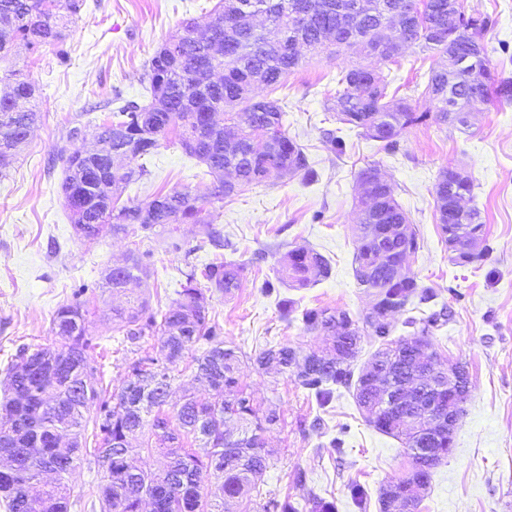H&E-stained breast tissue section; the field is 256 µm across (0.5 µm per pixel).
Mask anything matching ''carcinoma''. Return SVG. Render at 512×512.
I'll list each match as a JSON object with an SVG mask.
<instances>
[{
	"label": "carcinoma",
	"mask_w": 512,
	"mask_h": 512,
	"mask_svg": "<svg viewBox=\"0 0 512 512\" xmlns=\"http://www.w3.org/2000/svg\"><path fill=\"white\" fill-rule=\"evenodd\" d=\"M245 14L224 11L217 3L201 36L195 23L187 21L184 33L162 45L149 59L141 77L151 101L126 100L99 125L96 148L83 141L82 128L68 130L67 139L80 145L60 152L66 176L62 191L79 190L82 201L65 203L75 224L84 225L83 238L95 241L107 233L126 235L138 229L168 228V247L178 250L173 224H203L208 243L224 248V237L211 221L198 198L187 192L158 194L146 203L112 204L113 193L122 184L147 174L139 159L153 156L160 140L174 132L183 151L206 164L217 184L216 197H230L258 185L273 171L284 176L313 179L314 172L304 148L283 130L285 107L277 98L255 93L259 86L278 89L299 65L298 44L313 50L325 40L345 49L357 48L372 60L337 70L336 95L328 111L342 125L359 130L389 152L399 149V137L409 128L433 118L441 125L468 123V115L487 106L512 105V76L491 65L486 50L475 65L485 80L475 82L472 67L460 60L471 54V40L482 39L493 24L488 15L474 19L473 29L458 32L448 21V0H243ZM83 0H0V56L14 45L32 50L53 46L65 54L66 31L81 11ZM416 46L447 57V64L433 68L424 95L432 112H415L411 101L399 95L397 76L382 66L397 64L404 51ZM10 92L0 96V170H5L17 148L25 142L39 117L37 87L20 69L0 76ZM224 113L220 126L215 115ZM378 170L359 174L361 184L374 186L383 198L382 210H361V235L354 253L355 278L372 291L375 304L361 320L345 310L298 309L296 301L284 299L280 308L286 317L299 314L303 330L325 338L322 352L301 354L286 344L264 348L249 360L263 368L275 365L291 371L320 407L328 406L334 387L350 391L357 406L374 415L368 422L377 431L401 440L410 464L407 502L418 508L430 485L433 470L448 458L446 427L429 426L419 410L431 398L448 397V390L429 384L427 372L440 366L429 333L453 318L450 309L426 312L421 305L435 300L433 289L413 277L398 279L395 267L419 249L417 234L405 211L395 200L390 185L378 183ZM474 183L455 168L444 169L435 184V210L443 236H448V213L457 216L455 226L480 241L485 224L475 207L463 201L473 197ZM373 224H402L388 252L381 255L366 242ZM149 272L147 263L131 254L125 265L112 269L106 278L112 296V321L124 340L135 343L155 336L159 354L149 353L130 366L117 389H96L87 375L97 372L90 355L92 338L81 303L61 306L51 322L57 342L38 346L30 358L35 369L23 364L27 349L7 369L3 406L8 428L0 424V457L20 472L12 484L0 483L9 512H69L66 475L88 457L99 464L112 456V469L100 488L101 512H141L147 501L152 512H300L287 497L260 502L264 475L273 450L266 448L264 434L279 423L276 410H261L239 388L238 373L244 354L224 345L217 324L208 315L206 298L197 286L202 274L213 287L231 294L241 286V268L232 262H211L197 270L191 267L181 284L179 303L165 310L149 311L148 302L121 300L128 283ZM281 283L306 288L331 275L329 261L320 253L294 247L279 260ZM420 316H415V313ZM405 314V326L413 337L391 338L392 319ZM380 340L370 367L358 378L353 364L362 334ZM195 345L203 346L195 358L194 377L218 393L221 401L186 395L168 405L171 367ZM92 436H86L87 425ZM431 431L433 453L419 454L421 432ZM141 438L140 451L163 453L167 469L124 470L121 458L129 455L127 441ZM193 439L204 449L198 454L183 445ZM213 472L214 488L194 492L181 487L182 476L198 477L201 470ZM252 490L257 500L243 503Z\"/></svg>",
	"instance_id": "obj_1"
}]
</instances>
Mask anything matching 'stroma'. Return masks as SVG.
Listing matches in <instances>:
<instances>
[{
	"label": "stroma",
	"instance_id": "1",
	"mask_svg": "<svg viewBox=\"0 0 512 512\" xmlns=\"http://www.w3.org/2000/svg\"><path fill=\"white\" fill-rule=\"evenodd\" d=\"M217 0H84L60 61L53 47L37 51L14 48L0 60V72L23 70L40 89V118L6 175H0V381L21 347L49 345L56 310L83 302L92 352L100 366L92 382L118 388L132 363L157 354V338L131 344L122 341L108 317L112 295L105 277L132 253H148L152 273L127 287L129 295L151 307L168 308L178 300L189 265L221 259L241 266L242 286L227 296L203 284L209 316L226 345L243 353L279 344L303 351L323 348L322 337L304 332L300 321L284 319L279 302L302 307L349 311L363 317L373 295L358 285L354 252L360 235L358 174L369 166L388 180L396 201L418 234L420 248L405 261L407 271L433 288L453 318L431 335L443 366L462 364L470 374V392L454 435V448L435 469L417 512H512V105L473 113L469 128L415 126L399 138L391 154L380 143L350 132L343 155L331 153L322 132L336 128L326 109L335 85L327 75L355 62L353 51L340 55L302 51L298 68L277 90L285 102L284 129L303 145L317 173L305 185L299 177L270 175L260 185L228 198L213 194V178L204 164L184 153L175 134H168L157 153L144 159L148 173L121 188L119 204L143 203L158 194L187 191L197 196L225 241L212 248L199 224L179 225L181 250L144 231L103 235L87 242L64 207L65 178L60 148L74 150L66 139L71 122L86 109L95 119L86 124L94 135L115 95L148 102L140 78L145 63L166 41L183 32L187 20L206 22ZM467 12L491 16L484 34L492 64L512 75V0H465ZM438 54L407 49L400 74L411 87L416 111L431 107L416 92ZM464 169L475 184L472 206L485 223L490 251L484 261L457 265L434 208V186L443 168ZM306 246L330 259V278L306 288L277 283V260L284 252ZM276 282L265 294L263 281ZM239 383L261 405H275L279 424L266 432L273 455L263 492L304 503L316 495L332 501L336 512H379V493L408 473L409 463L396 438L369 425L351 392L339 389L326 409H319L293 375L244 363ZM342 439L333 448L332 439ZM304 482H297V473ZM104 473L84 462L69 474L70 512H99L96 505ZM368 492L364 507L350 497L352 484Z\"/></svg>",
	"mask_w": 512,
	"mask_h": 512
}]
</instances>
